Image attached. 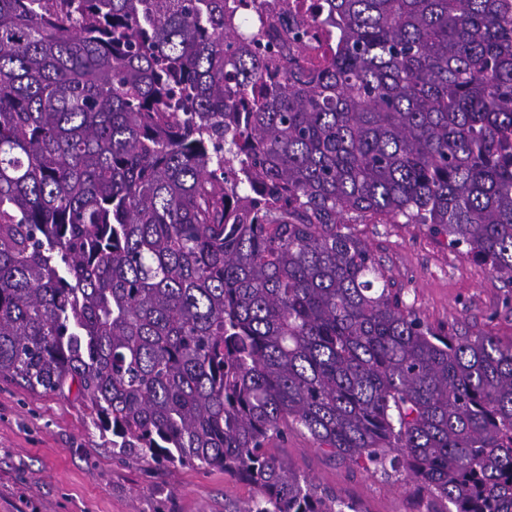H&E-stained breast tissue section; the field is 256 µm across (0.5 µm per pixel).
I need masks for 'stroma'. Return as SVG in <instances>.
Here are the masks:
<instances>
[{"label":"stroma","mask_w":512,"mask_h":512,"mask_svg":"<svg viewBox=\"0 0 512 512\" xmlns=\"http://www.w3.org/2000/svg\"><path fill=\"white\" fill-rule=\"evenodd\" d=\"M350 227L426 323L512 340V284L449 248L446 236L425 224L371 217ZM269 449L363 512L450 508L417 483L339 462L303 432H289ZM255 494L252 484L221 470L118 451L77 392L32 393L0 380V512H234Z\"/></svg>","instance_id":"1"}]
</instances>
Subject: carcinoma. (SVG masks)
<instances>
[{
	"label": "carcinoma",
	"mask_w": 512,
	"mask_h": 512,
	"mask_svg": "<svg viewBox=\"0 0 512 512\" xmlns=\"http://www.w3.org/2000/svg\"><path fill=\"white\" fill-rule=\"evenodd\" d=\"M233 0H0V378L112 447L360 512L271 440L512 512V341L408 310L353 213L512 283V0H322L324 63Z\"/></svg>",
	"instance_id": "1"
}]
</instances>
